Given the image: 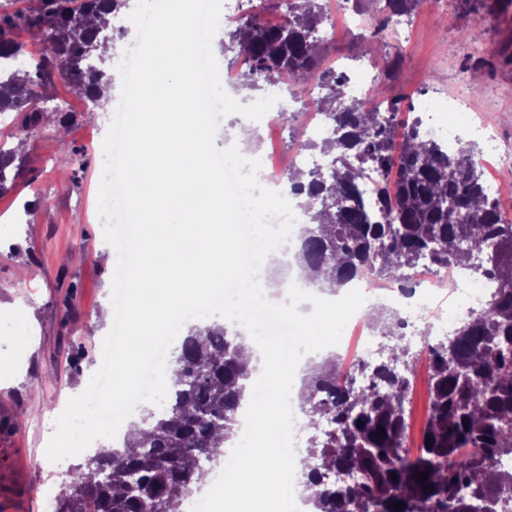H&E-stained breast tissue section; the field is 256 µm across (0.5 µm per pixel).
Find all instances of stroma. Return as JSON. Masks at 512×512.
I'll list each match as a JSON object with an SVG mask.
<instances>
[{"label": "stroma", "instance_id": "obj_1", "mask_svg": "<svg viewBox=\"0 0 512 512\" xmlns=\"http://www.w3.org/2000/svg\"><path fill=\"white\" fill-rule=\"evenodd\" d=\"M497 3L476 0L471 8L463 0H423L399 37L382 31L364 44L354 16L377 23L379 0H362L356 10L347 0H328L336 26L321 66L353 63L357 81L385 68L382 97L397 101L407 120L423 101L467 91L502 146L512 147V17ZM47 94L69 99L70 122L55 137L61 115L45 112L48 133L19 152L21 170L0 193V448L11 455L0 512H54L80 459L47 460L55 425L45 411L66 406L87 387L109 332L103 317L113 310L114 249L103 219L82 204L99 192L114 113L59 74ZM68 151L81 154L83 164L66 162ZM14 213L19 223H10Z\"/></svg>", "mask_w": 512, "mask_h": 512}]
</instances>
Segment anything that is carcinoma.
Segmentation results:
<instances>
[{
  "mask_svg": "<svg viewBox=\"0 0 512 512\" xmlns=\"http://www.w3.org/2000/svg\"><path fill=\"white\" fill-rule=\"evenodd\" d=\"M323 2L293 0L281 27L248 20L229 33L251 64L245 87L276 84L286 73L293 80L289 92H303L321 62L313 31L326 20ZM126 4L39 0L35 8L0 13V58L24 55L11 37L18 28L40 36L45 49L34 70L0 81V114L15 113L13 138L29 141L44 131L38 104L55 68L95 103L110 92L112 75L89 55L106 54L109 25L91 18ZM320 79L329 93L316 107L337 136L299 146L325 153L334 144L338 165L330 183L297 169L287 178L308 216L298 252L307 277L318 281L327 273L338 288L355 279L411 285L419 261L427 259L437 268L451 262L486 276L498 288L456 329L452 343L432 349L423 431L429 442L416 455L403 447L409 379L396 363L372 368L357 360L343 370L332 361L314 370L300 395L319 430L310 441L319 464L303 472L306 500L314 512H486L512 492V472L500 468L512 456V222L484 192L474 146L443 153L425 139L420 118L403 127L381 119L378 87L355 99L335 73L324 71ZM15 159L14 150L0 146V193ZM374 172L381 180L372 179ZM389 317V331L377 317L370 325L406 366L407 355L394 342L396 315ZM242 349L241 338H228L221 327L191 332L176 359L170 407L148 423L136 450L100 448L87 456L61 489L55 512H178L205 464L220 455V438L234 432L251 371ZM325 420L333 427L323 432ZM424 472L421 483L416 475Z\"/></svg>",
  "mask_w": 512,
  "mask_h": 512,
  "instance_id": "cac0c4a2",
  "label": "carcinoma"
}]
</instances>
